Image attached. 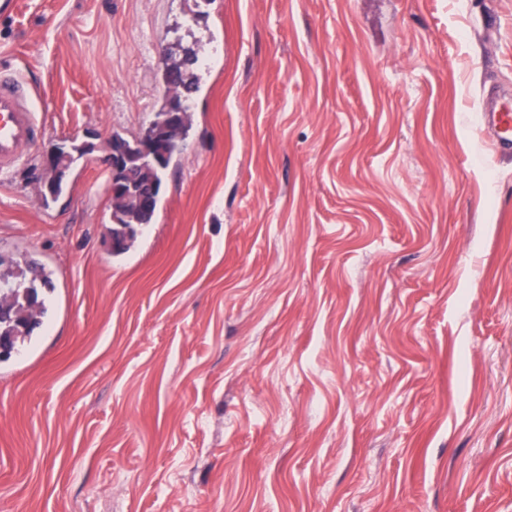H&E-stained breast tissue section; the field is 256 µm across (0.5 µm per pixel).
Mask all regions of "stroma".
Segmentation results:
<instances>
[{"instance_id":"obj_1","label":"stroma","mask_w":512,"mask_h":512,"mask_svg":"<svg viewBox=\"0 0 512 512\" xmlns=\"http://www.w3.org/2000/svg\"><path fill=\"white\" fill-rule=\"evenodd\" d=\"M179 43L215 63L115 256L107 143ZM2 65L47 132L0 256L54 290L0 361V512H512V153L479 125L512 0H14ZM59 152V157L62 162V168L55 170L54 166L57 161L58 152L56 150H50L44 156L43 174L48 170H53L51 175H47L43 178V199L51 197L57 199L64 191L66 183L67 171L81 158L92 153L95 149V145L89 142H78L77 139H73L70 145L65 144L56 146Z\"/></svg>"}]
</instances>
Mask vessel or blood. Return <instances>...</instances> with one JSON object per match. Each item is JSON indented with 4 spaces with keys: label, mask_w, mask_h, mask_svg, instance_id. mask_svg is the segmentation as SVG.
<instances>
[{
    "label": "vessel or blood",
    "mask_w": 512,
    "mask_h": 512,
    "mask_svg": "<svg viewBox=\"0 0 512 512\" xmlns=\"http://www.w3.org/2000/svg\"><path fill=\"white\" fill-rule=\"evenodd\" d=\"M35 90L18 70H0V180L31 156L43 138L42 112L36 107ZM482 132L495 151L512 152V98H500L485 109Z\"/></svg>",
    "instance_id": "1"
}]
</instances>
